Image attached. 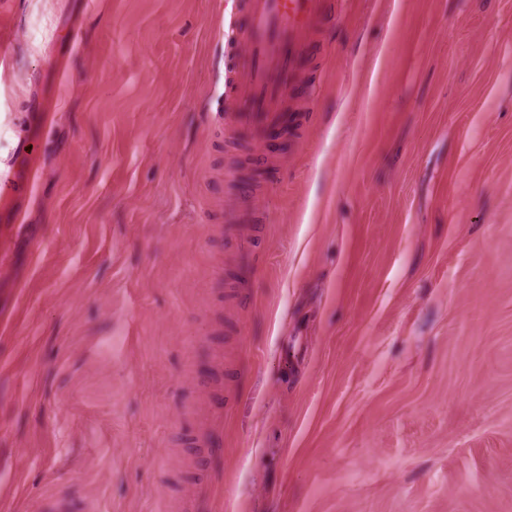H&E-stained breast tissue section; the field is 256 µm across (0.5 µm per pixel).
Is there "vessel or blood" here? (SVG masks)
Segmentation results:
<instances>
[{
    "label": "vessel or blood",
    "instance_id": "obj_1",
    "mask_svg": "<svg viewBox=\"0 0 512 512\" xmlns=\"http://www.w3.org/2000/svg\"><path fill=\"white\" fill-rule=\"evenodd\" d=\"M238 7L246 21L231 35L243 50L230 71L233 109L224 124L260 138L287 124L299 64L330 16V0H238Z\"/></svg>",
    "mask_w": 512,
    "mask_h": 512
}]
</instances>
